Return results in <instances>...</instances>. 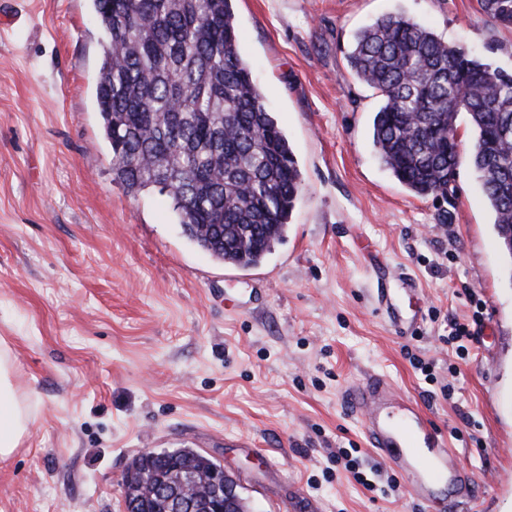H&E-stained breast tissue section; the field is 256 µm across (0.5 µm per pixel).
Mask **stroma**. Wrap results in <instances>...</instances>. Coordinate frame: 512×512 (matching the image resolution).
I'll use <instances>...</instances> for the list:
<instances>
[{
  "label": "stroma",
  "instance_id": "stroma-1",
  "mask_svg": "<svg viewBox=\"0 0 512 512\" xmlns=\"http://www.w3.org/2000/svg\"><path fill=\"white\" fill-rule=\"evenodd\" d=\"M238 51L302 174L288 233L253 268L182 233L166 192L112 176L92 0H0V349L32 422L0 463V512H125L145 450L223 462L252 512H423L369 448L343 388L385 375L512 512V260L470 165L414 195L379 159L380 99L350 74L356 32L405 14L512 70L478 0H235ZM390 291L402 317L374 310ZM469 324L464 355L444 338ZM429 362L422 374L411 357ZM451 386L444 395L443 386ZM352 448L367 478L337 465Z\"/></svg>",
  "mask_w": 512,
  "mask_h": 512
}]
</instances>
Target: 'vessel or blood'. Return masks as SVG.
<instances>
[{
    "label": "vessel or blood",
    "instance_id": "vessel-or-blood-1",
    "mask_svg": "<svg viewBox=\"0 0 512 512\" xmlns=\"http://www.w3.org/2000/svg\"><path fill=\"white\" fill-rule=\"evenodd\" d=\"M343 398L362 417L370 446L405 476L408 496L425 512H452L472 501L474 474L458 465L445 434L384 376L348 385Z\"/></svg>",
    "mask_w": 512,
    "mask_h": 512
}]
</instances>
